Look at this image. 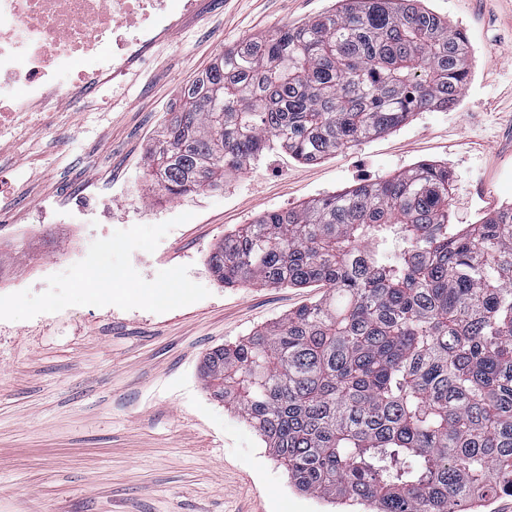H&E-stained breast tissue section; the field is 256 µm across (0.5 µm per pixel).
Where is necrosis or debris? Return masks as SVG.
I'll list each match as a JSON object with an SVG mask.
<instances>
[{
	"mask_svg": "<svg viewBox=\"0 0 512 512\" xmlns=\"http://www.w3.org/2000/svg\"><path fill=\"white\" fill-rule=\"evenodd\" d=\"M190 0H0V140L28 131L59 92L57 79L85 55L119 73L166 31Z\"/></svg>",
	"mask_w": 512,
	"mask_h": 512,
	"instance_id": "1",
	"label": "necrosis or debris"
}]
</instances>
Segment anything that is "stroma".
Instances as JSON below:
<instances>
[{"instance_id": "35a3bbf8", "label": "stroma", "mask_w": 512, "mask_h": 512, "mask_svg": "<svg viewBox=\"0 0 512 512\" xmlns=\"http://www.w3.org/2000/svg\"><path fill=\"white\" fill-rule=\"evenodd\" d=\"M334 0H195L192 13L93 87L63 84L25 144L0 142V512H355L297 490L200 376L206 353L318 299L227 287L225 233L421 162L447 164L450 221L512 204V0H425L462 29L456 105L315 164L273 147L223 186L163 196L149 151L181 89L225 49L317 19ZM90 199L74 244L61 213Z\"/></svg>"}]
</instances>
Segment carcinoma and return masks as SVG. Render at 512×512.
I'll use <instances>...</instances> for the list:
<instances>
[{
	"instance_id": "cac0c4a2",
	"label": "carcinoma",
	"mask_w": 512,
	"mask_h": 512,
	"mask_svg": "<svg viewBox=\"0 0 512 512\" xmlns=\"http://www.w3.org/2000/svg\"><path fill=\"white\" fill-rule=\"evenodd\" d=\"M469 74L465 35L421 0H336L188 82L148 166L178 196L271 141L317 162L454 105ZM450 180L422 163L267 212L208 257L226 286L329 288L201 369L302 492L372 512L512 494V205L451 224Z\"/></svg>"
}]
</instances>
